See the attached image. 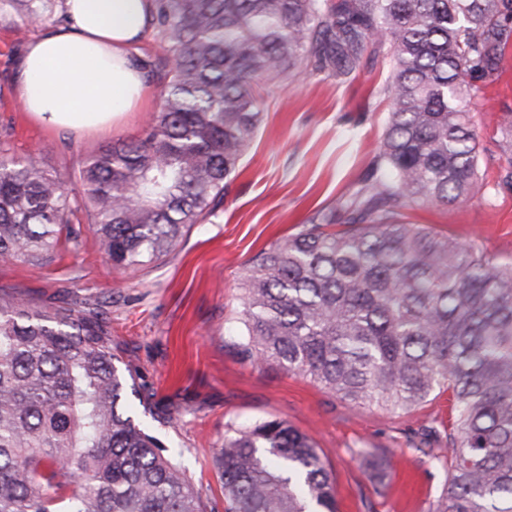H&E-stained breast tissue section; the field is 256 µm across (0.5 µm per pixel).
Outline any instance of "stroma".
Here are the masks:
<instances>
[{
	"label": "stroma",
	"instance_id": "1",
	"mask_svg": "<svg viewBox=\"0 0 512 512\" xmlns=\"http://www.w3.org/2000/svg\"><path fill=\"white\" fill-rule=\"evenodd\" d=\"M35 35L16 14L0 15V139L19 154L40 147L49 166L73 171L90 153L143 132L159 104L153 81L147 108L109 131L75 133L30 120L14 75L18 55ZM388 75L380 56L364 60L349 83L314 75L264 92V121L223 204L135 279L111 269L87 230L79 253L43 264L0 260V287L36 303L102 301L116 367L148 387L128 396L136 418L175 447L176 463L216 512L224 509L215 456L225 433L270 419L313 440L334 474L338 512H432L446 480L441 461L452 453L449 393L407 411L357 406L301 374L257 368L237 348L247 264L317 213L334 209L362 181L385 130ZM510 110L512 50L498 83L471 106L481 168L490 178L498 167L493 129ZM410 220L512 260V195L493 187L465 205L413 210ZM173 409L180 415L171 420ZM423 442L431 455L417 451Z\"/></svg>",
	"mask_w": 512,
	"mask_h": 512
}]
</instances>
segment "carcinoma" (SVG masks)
Wrapping results in <instances>:
<instances>
[{
    "label": "carcinoma",
    "mask_w": 512,
    "mask_h": 512,
    "mask_svg": "<svg viewBox=\"0 0 512 512\" xmlns=\"http://www.w3.org/2000/svg\"><path fill=\"white\" fill-rule=\"evenodd\" d=\"M160 87L143 133L87 156L76 182L0 141V259L83 245L130 275L224 202L263 119L260 89L352 81L368 51L391 68L390 110L360 187L243 276L237 347L359 406L455 412L434 512H512V261L407 220L484 187L469 105L512 48V0H152ZM26 27L69 24L63 0H0ZM496 192L512 193V112L494 130ZM97 304L41 306L0 288V512H208L137 423ZM224 512H336L335 479L277 420L224 435Z\"/></svg>",
    "instance_id": "1"
}]
</instances>
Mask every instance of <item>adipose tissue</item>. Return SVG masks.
<instances>
[{"label":"adipose tissue","mask_w":512,"mask_h":512,"mask_svg":"<svg viewBox=\"0 0 512 512\" xmlns=\"http://www.w3.org/2000/svg\"><path fill=\"white\" fill-rule=\"evenodd\" d=\"M66 7L69 28L26 45L18 99L24 112L52 128H112L147 102L135 55L152 27V0H66Z\"/></svg>","instance_id":"adipose-tissue-1"}]
</instances>
